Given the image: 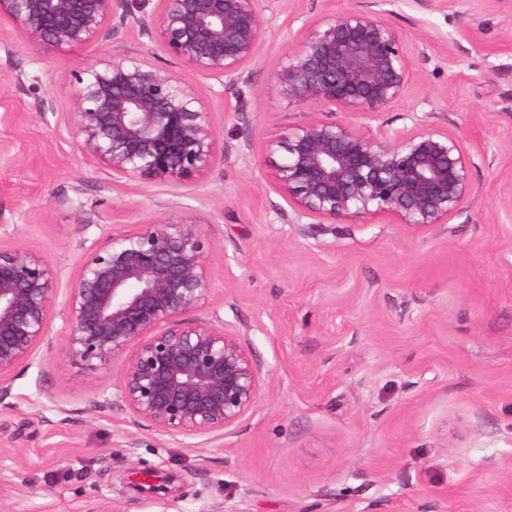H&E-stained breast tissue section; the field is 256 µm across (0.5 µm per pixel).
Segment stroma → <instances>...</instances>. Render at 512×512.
Segmentation results:
<instances>
[{
    "label": "stroma",
    "instance_id": "stroma-1",
    "mask_svg": "<svg viewBox=\"0 0 512 512\" xmlns=\"http://www.w3.org/2000/svg\"><path fill=\"white\" fill-rule=\"evenodd\" d=\"M261 0L273 37L239 121L220 85L127 26L107 54L175 70L229 152L179 186L113 181L65 131L87 51L27 44L0 15V244L48 256L70 280L112 225L200 224L215 245L212 294L189 319L220 317L264 385L223 438L175 442L96 411L115 369L89 380L64 353L63 323L0 406V512H512V38L503 0H384L407 38L415 89L390 130L426 124L478 141L466 210L409 226L383 215L291 224L268 181L266 146L312 118L269 82L288 15ZM462 29L476 40L420 52ZM135 450H128V437Z\"/></svg>",
    "mask_w": 512,
    "mask_h": 512
}]
</instances>
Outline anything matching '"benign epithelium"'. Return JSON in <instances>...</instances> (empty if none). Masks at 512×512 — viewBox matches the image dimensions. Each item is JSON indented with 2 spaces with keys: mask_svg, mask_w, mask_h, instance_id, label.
I'll return each mask as SVG.
<instances>
[{
  "mask_svg": "<svg viewBox=\"0 0 512 512\" xmlns=\"http://www.w3.org/2000/svg\"><path fill=\"white\" fill-rule=\"evenodd\" d=\"M259 2L0 0V13L29 44L94 51L76 74L65 124L88 159L115 181L177 186L226 154L210 113L174 71L111 57L101 42L134 23L140 37L218 81L225 111L246 122L244 88L271 31ZM377 6L357 0L311 19L288 0V16L301 25L270 83L291 102L360 119H312L269 144L272 180L290 224H341L362 215L443 224L465 209L479 145L436 127L372 126L415 82L403 35ZM213 249L201 225L185 219L103 230L81 254L58 308V267L42 253L0 246V403L59 316L74 366L91 379L118 366L115 396L99 391L96 408L117 405L134 423L174 441L223 437L256 403L262 378L223 320L184 319L211 294Z\"/></svg>",
  "mask_w": 512,
  "mask_h": 512,
  "instance_id": "obj_1",
  "label": "benign epithelium"
}]
</instances>
